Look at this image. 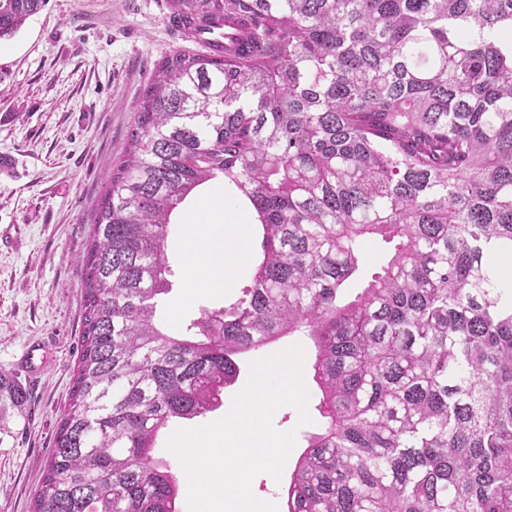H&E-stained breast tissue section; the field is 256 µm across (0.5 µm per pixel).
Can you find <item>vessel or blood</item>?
<instances>
[{"instance_id": "obj_1", "label": "vessel or blood", "mask_w": 512, "mask_h": 512, "mask_svg": "<svg viewBox=\"0 0 512 512\" xmlns=\"http://www.w3.org/2000/svg\"><path fill=\"white\" fill-rule=\"evenodd\" d=\"M164 21L176 42L189 44L206 54L222 56L228 53H243L247 47L244 43L247 28L242 21L211 22L200 20L194 26H185L173 15H165ZM48 363V347L36 342L25 347L17 358L15 366L30 381H37Z\"/></svg>"}]
</instances>
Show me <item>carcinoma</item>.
Masks as SVG:
<instances>
[{
  "mask_svg": "<svg viewBox=\"0 0 512 512\" xmlns=\"http://www.w3.org/2000/svg\"><path fill=\"white\" fill-rule=\"evenodd\" d=\"M47 0H0V40ZM249 56L156 66L82 256L81 351L31 512H182L156 456L236 356L308 336L322 422L287 512H512V0H171ZM222 179L261 226L231 304L173 336L172 215ZM394 253L351 301L363 243ZM22 386L0 373V405Z\"/></svg>",
  "mask_w": 512,
  "mask_h": 512,
  "instance_id": "1",
  "label": "carcinoma"
}]
</instances>
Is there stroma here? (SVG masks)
<instances>
[{
    "instance_id": "obj_1",
    "label": "stroma",
    "mask_w": 512,
    "mask_h": 512,
    "mask_svg": "<svg viewBox=\"0 0 512 512\" xmlns=\"http://www.w3.org/2000/svg\"><path fill=\"white\" fill-rule=\"evenodd\" d=\"M168 0H47L12 39L0 42V230L15 243L0 249V372L24 381L14 362L31 342H47L53 364L37 386L27 387L22 409L0 415V512H30L43 479L60 418L69 407L80 356L84 275L97 202L123 154L135 106L156 64L176 51L163 17ZM224 201L220 183L201 187L180 210L169 238L172 290L160 313L172 332L183 333L201 309L233 302L251 276L234 288L185 292L183 239L190 223L210 225ZM313 362L305 336H289L239 356L240 373L224 390L221 406L195 418L204 425L225 416L249 377L252 361L294 344ZM310 424L280 408L273 423L296 429L294 454L321 424L319 391L307 382Z\"/></svg>"
}]
</instances>
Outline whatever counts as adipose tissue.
I'll list each match as a JSON object with an SVG mask.
<instances>
[{"label": "adipose tissue", "mask_w": 512, "mask_h": 512, "mask_svg": "<svg viewBox=\"0 0 512 512\" xmlns=\"http://www.w3.org/2000/svg\"><path fill=\"white\" fill-rule=\"evenodd\" d=\"M224 224L228 229L223 240H215L208 226H198L189 234L184 248L194 263L188 276L190 291L203 288H229L249 261V228L240 205L225 204Z\"/></svg>", "instance_id": "ef3b65f1"}]
</instances>
